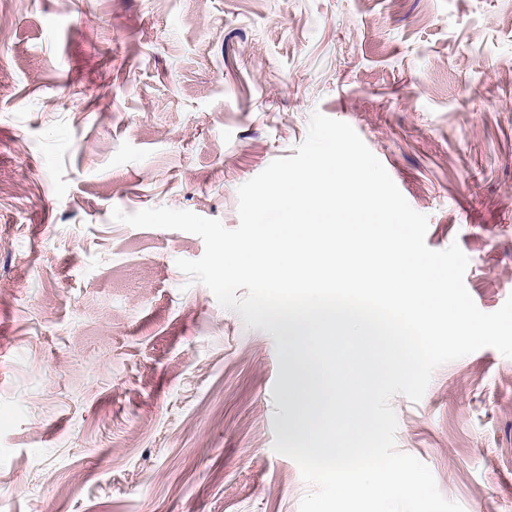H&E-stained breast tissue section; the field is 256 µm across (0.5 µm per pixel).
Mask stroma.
<instances>
[{
    "label": "stroma",
    "mask_w": 512,
    "mask_h": 512,
    "mask_svg": "<svg viewBox=\"0 0 512 512\" xmlns=\"http://www.w3.org/2000/svg\"><path fill=\"white\" fill-rule=\"evenodd\" d=\"M348 123L483 312L512 296V0H0V512H299L294 381L177 259L312 112ZM398 450L512 512V359L398 395Z\"/></svg>",
    "instance_id": "35a3bbf8"
}]
</instances>
